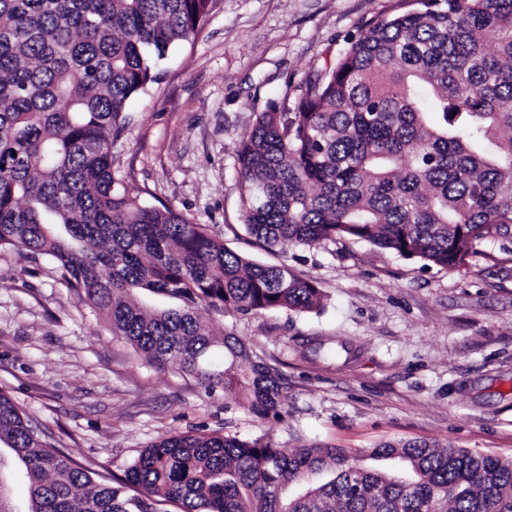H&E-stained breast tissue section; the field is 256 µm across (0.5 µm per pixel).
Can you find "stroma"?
Listing matches in <instances>:
<instances>
[{
  "label": "stroma",
  "instance_id": "obj_1",
  "mask_svg": "<svg viewBox=\"0 0 512 512\" xmlns=\"http://www.w3.org/2000/svg\"><path fill=\"white\" fill-rule=\"evenodd\" d=\"M396 0H216L197 36L131 101L112 145L132 195L204 225L250 260L316 281L321 304L218 318L288 378V412L260 418L239 391L143 362L59 281L54 265L0 249V391L89 469L123 476L151 443L223 429L281 448L363 451L426 441L512 459V237L459 268L366 241L272 251L242 219L235 146L256 112L294 105L313 70Z\"/></svg>",
  "mask_w": 512,
  "mask_h": 512
}]
</instances>
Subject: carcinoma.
<instances>
[{
	"label": "carcinoma",
	"mask_w": 512,
	"mask_h": 512,
	"mask_svg": "<svg viewBox=\"0 0 512 512\" xmlns=\"http://www.w3.org/2000/svg\"><path fill=\"white\" fill-rule=\"evenodd\" d=\"M215 0H0V248L43 257L150 365L283 416L288 378L213 316L310 310L313 281L250 261L201 224L145 205L112 170L130 101L159 81ZM493 44L487 45L486 36ZM236 158L243 223L263 247L361 240L444 269L512 229V0H398L292 108L256 113ZM224 348V370L210 350ZM5 471L29 512H512V460L429 442L364 453L178 433L96 480L0 392ZM397 460L401 471L366 467Z\"/></svg>",
	"instance_id": "1"
}]
</instances>
